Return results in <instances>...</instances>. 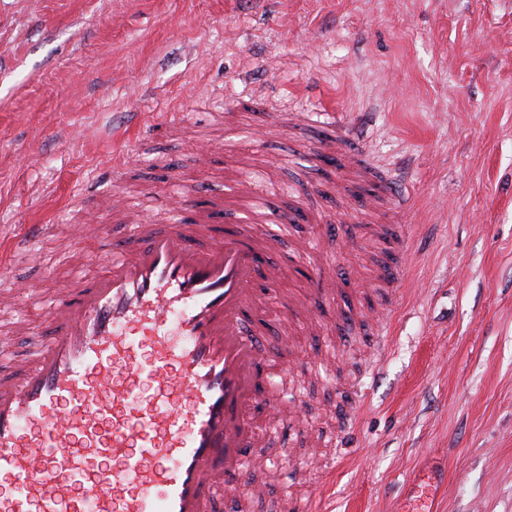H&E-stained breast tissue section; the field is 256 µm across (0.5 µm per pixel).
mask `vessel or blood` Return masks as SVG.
Listing matches in <instances>:
<instances>
[{"label":"vessel or blood","instance_id":"obj_1","mask_svg":"<svg viewBox=\"0 0 512 512\" xmlns=\"http://www.w3.org/2000/svg\"><path fill=\"white\" fill-rule=\"evenodd\" d=\"M32 224L31 248L55 233ZM251 224H128L103 244L106 275L79 280L49 302L50 342L33 336L25 357L0 374V512H217L225 488L263 493L251 473L269 469L265 435L288 438L299 404L270 401L265 430L251 410L261 382L279 370L264 324L245 326L263 253L282 247ZM320 243L310 295L333 299L335 276ZM284 332L311 324L307 302L289 301ZM152 383L143 400L142 382Z\"/></svg>","mask_w":512,"mask_h":512}]
</instances>
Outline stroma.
<instances>
[{
  "instance_id": "stroma-1",
  "label": "stroma",
  "mask_w": 512,
  "mask_h": 512,
  "mask_svg": "<svg viewBox=\"0 0 512 512\" xmlns=\"http://www.w3.org/2000/svg\"><path fill=\"white\" fill-rule=\"evenodd\" d=\"M296 104L346 113L363 166L320 121L264 130ZM244 175L263 224L297 212L291 237L322 236L337 279L311 304L319 333L285 339L295 371L333 370L298 382L307 422L293 456L267 443L284 465L253 473L267 489L251 512L310 492L323 512H512V0H0V234L58 227L0 257V292L106 274L94 243L126 213L186 219L169 206L179 180L212 223L247 222L227 205ZM384 178L414 197L407 227ZM402 246L408 265L381 284ZM263 262L281 280L259 275L249 324L307 287L305 260ZM57 225L54 224H30L23 234L16 237L12 246L14 249L32 248L36 243L55 233Z\"/></svg>"
}]
</instances>
